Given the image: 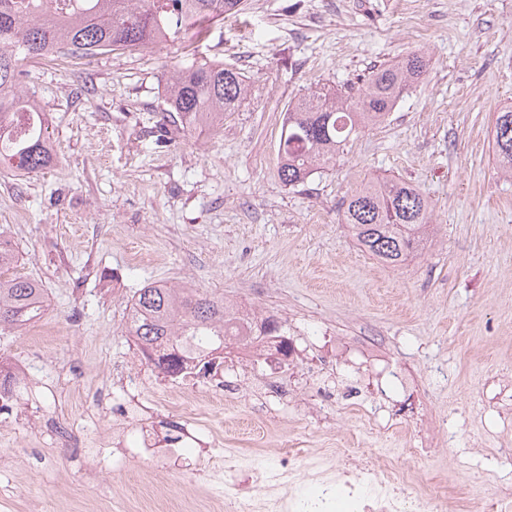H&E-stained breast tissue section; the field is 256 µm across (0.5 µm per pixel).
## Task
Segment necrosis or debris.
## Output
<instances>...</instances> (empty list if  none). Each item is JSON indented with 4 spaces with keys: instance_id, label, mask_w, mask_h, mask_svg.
<instances>
[{
    "instance_id": "1",
    "label": "necrosis or debris",
    "mask_w": 512,
    "mask_h": 512,
    "mask_svg": "<svg viewBox=\"0 0 512 512\" xmlns=\"http://www.w3.org/2000/svg\"><path fill=\"white\" fill-rule=\"evenodd\" d=\"M172 390L181 397L182 414L169 430L182 448L205 437L195 421L201 402L220 406L235 393L194 367L177 376ZM357 454L354 448H322L307 457L292 453L264 471L240 454H225V512H448L447 500L412 493L414 473L398 475L391 458L361 462Z\"/></svg>"
}]
</instances>
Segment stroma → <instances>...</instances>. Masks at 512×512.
Segmentation results:
<instances>
[{"mask_svg": "<svg viewBox=\"0 0 512 512\" xmlns=\"http://www.w3.org/2000/svg\"><path fill=\"white\" fill-rule=\"evenodd\" d=\"M416 51L428 71L383 123L282 183L291 102ZM196 58L236 68L251 93L219 133L159 140L168 72ZM19 93L44 112L53 161L28 175L0 166V229L22 255L14 274L44 290V322L68 331L46 346L0 332V361L26 366L32 385L29 410L0 426V512H191L223 498L198 472L210 449L136 455L138 429L164 432L180 411L164 376L139 389L138 413L113 407L146 365L125 325L151 282L275 316L300 351L279 374L284 396L262 367L225 358L238 400L197 411L222 447L273 462L330 442L389 448L399 470L415 467L420 496L489 512L481 481L512 479V179L492 145L512 99V0H246L186 49L26 65ZM382 178L416 186L437 226L397 267L343 222L346 196ZM54 422L108 435L111 466L57 445Z\"/></svg>", "mask_w": 512, "mask_h": 512, "instance_id": "obj_1", "label": "stroma"}]
</instances>
